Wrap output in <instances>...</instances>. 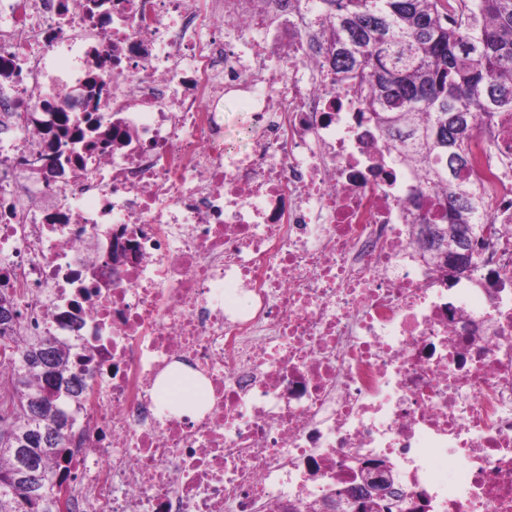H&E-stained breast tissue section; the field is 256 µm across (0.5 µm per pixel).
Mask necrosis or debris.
<instances>
[{"label":"necrosis or debris","instance_id":"1","mask_svg":"<svg viewBox=\"0 0 512 512\" xmlns=\"http://www.w3.org/2000/svg\"><path fill=\"white\" fill-rule=\"evenodd\" d=\"M317 0H0V290L71 348L72 512H512V114L444 187L363 117ZM245 106L227 142L224 102ZM128 254L113 264L115 247ZM454 467L438 470L437 460ZM388 468L381 461L365 463L361 468V476L367 487L365 507L379 510L380 501L391 493ZM380 511V510H379Z\"/></svg>","mask_w":512,"mask_h":512}]
</instances>
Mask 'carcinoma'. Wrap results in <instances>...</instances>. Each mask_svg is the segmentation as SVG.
<instances>
[{
	"label": "carcinoma",
	"mask_w": 512,
	"mask_h": 512,
	"mask_svg": "<svg viewBox=\"0 0 512 512\" xmlns=\"http://www.w3.org/2000/svg\"><path fill=\"white\" fill-rule=\"evenodd\" d=\"M331 61L359 104L430 185H448L440 222H422L441 247L487 223L470 162L478 117L512 113V0H322ZM19 310L0 305V365L10 410L0 415V512H55L58 458L72 424L62 391L69 346L46 334L9 344Z\"/></svg>",
	"instance_id": "obj_1"
}]
</instances>
